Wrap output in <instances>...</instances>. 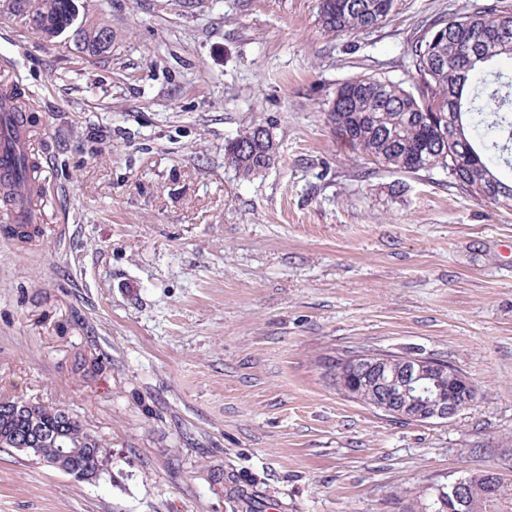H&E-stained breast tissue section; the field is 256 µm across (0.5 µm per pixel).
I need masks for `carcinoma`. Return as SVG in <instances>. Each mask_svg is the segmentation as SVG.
<instances>
[{
  "label": "carcinoma",
  "instance_id": "1",
  "mask_svg": "<svg viewBox=\"0 0 512 512\" xmlns=\"http://www.w3.org/2000/svg\"><path fill=\"white\" fill-rule=\"evenodd\" d=\"M334 11H319L322 29L332 35L360 33L386 23L395 0H343ZM50 28L71 26V0H26ZM502 24L512 28V6L504 0H469L463 11L435 15L422 22L420 34L407 45L412 80L406 88L385 76L364 74L336 87L327 121L352 150L379 167L417 174L441 169L449 183L479 198L478 189L497 188L504 196L494 204L512 208V183L503 181L500 164L512 166V81L488 68L498 59L512 61V40L489 46L491 56L462 65L472 53L471 35L490 32ZM438 102L449 112L431 111ZM270 128L255 124L238 135L246 150L225 146L229 165L249 178L275 163ZM99 357H78L74 370L99 373ZM31 439L37 451L31 460L39 465L62 458V472L77 481L95 479L96 465L109 462L107 446L90 428L65 409L40 402L0 396V448L10 449ZM468 490L462 512H488L504 493L505 480L492 470L467 477Z\"/></svg>",
  "mask_w": 512,
  "mask_h": 512
}]
</instances>
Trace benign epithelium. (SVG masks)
Here are the masks:
<instances>
[{"label":"benign epithelium","mask_w":512,"mask_h":512,"mask_svg":"<svg viewBox=\"0 0 512 512\" xmlns=\"http://www.w3.org/2000/svg\"><path fill=\"white\" fill-rule=\"evenodd\" d=\"M74 29L78 35L88 33L98 52L111 49L103 28L78 22L72 9ZM353 381L356 392H369V404L376 410L410 422L447 423L471 405L476 388L471 379L452 362L430 355L392 359L386 352L357 350L340 361L332 373L335 383ZM467 480L448 485V512L463 504Z\"/></svg>","instance_id":"1"}]
</instances>
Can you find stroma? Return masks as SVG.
I'll list each match as a JSON object with an SVG mask.
<instances>
[{
	"instance_id": "stroma-1",
	"label": "stroma",
	"mask_w": 512,
	"mask_h": 512,
	"mask_svg": "<svg viewBox=\"0 0 512 512\" xmlns=\"http://www.w3.org/2000/svg\"><path fill=\"white\" fill-rule=\"evenodd\" d=\"M110 26L90 56L0 0V91L41 132L38 238L0 219V396L99 435L94 481L0 451V512H423L427 487L493 469L512 512V209L446 172L376 170L327 122L347 78L410 82L404 51L467 0H396L335 37L319 0H74ZM269 127L239 178L226 143ZM446 356L475 384L445 424L339 395L349 348ZM105 358L94 377L77 355ZM271 132L269 127L263 124H255L240 133L235 139H242L248 146L246 151H236L235 146L229 142L225 146V155L229 165L233 166L236 173L242 178H250L270 167L277 159L271 145L274 141L267 137ZM263 135H266L263 137ZM263 137V138H262Z\"/></svg>"
}]
</instances>
